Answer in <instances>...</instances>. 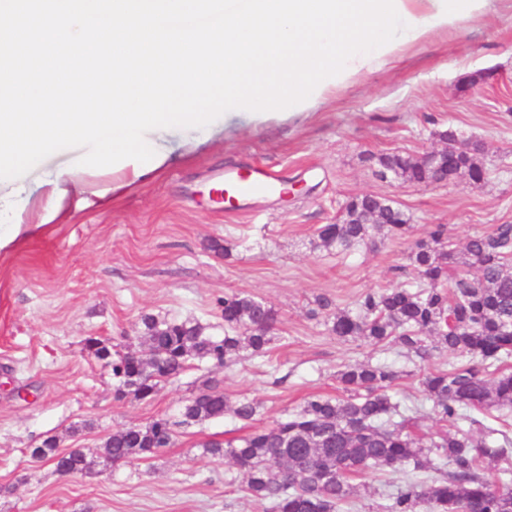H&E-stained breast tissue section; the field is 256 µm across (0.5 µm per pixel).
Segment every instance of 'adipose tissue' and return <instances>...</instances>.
<instances>
[{"label": "adipose tissue", "instance_id": "obj_1", "mask_svg": "<svg viewBox=\"0 0 512 512\" xmlns=\"http://www.w3.org/2000/svg\"><path fill=\"white\" fill-rule=\"evenodd\" d=\"M487 0H402L406 12L416 19H428L430 27L411 32V41L425 38L430 28L445 29L478 17ZM155 171L136 175L133 165L104 175L74 172L41 182L37 190L22 199L0 193V217L7 227L0 231V253L11 251L20 241L35 235L48 224H63L72 206L86 207L96 201L118 197L152 181Z\"/></svg>", "mask_w": 512, "mask_h": 512}]
</instances>
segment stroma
Here are the masks:
<instances>
[{
    "instance_id": "stroma-1",
    "label": "stroma",
    "mask_w": 512,
    "mask_h": 512,
    "mask_svg": "<svg viewBox=\"0 0 512 512\" xmlns=\"http://www.w3.org/2000/svg\"><path fill=\"white\" fill-rule=\"evenodd\" d=\"M481 72L487 80L470 86ZM232 122L243 135L0 254V512H259L242 474L205 455L202 442H234L312 397L341 396L336 374L348 364H392L393 389L413 407L426 402L423 374L455 363L445 351L419 363L391 342L338 338L314 306L321 296L353 312L366 293L412 282L408 256L431 225H446L458 250L512 224V0L403 46L399 61L337 88L310 118L262 129L241 114ZM450 127L484 142L482 187L381 175V156L440 148L435 133ZM261 167L291 192L231 204L217 192L225 174ZM366 193L393 200L409 235L345 253L318 248V228ZM228 293L274 309L266 353L241 351L225 367L191 362L152 399L118 395L111 366L86 347L94 337L111 352L147 355L135 331L145 314L223 335ZM209 381L229 400L257 399L254 420L228 414L180 426L169 447L90 474L60 476L28 453L54 437L60 451L101 457L113 432L178 415Z\"/></svg>"
}]
</instances>
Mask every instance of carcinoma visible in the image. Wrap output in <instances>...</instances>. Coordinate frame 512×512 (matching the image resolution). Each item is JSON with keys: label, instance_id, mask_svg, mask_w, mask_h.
<instances>
[{"label": "carcinoma", "instance_id": "carcinoma-1", "mask_svg": "<svg viewBox=\"0 0 512 512\" xmlns=\"http://www.w3.org/2000/svg\"><path fill=\"white\" fill-rule=\"evenodd\" d=\"M383 172L400 178L411 166L402 154L380 158ZM349 223L324 224L318 247L347 252L375 236L403 237L411 228L389 199L351 198ZM377 210L382 224H362L358 215ZM416 284L369 292L352 314L330 317L339 338L372 345L390 340L406 357L429 360L443 350L458 357L449 369L430 371L422 386L438 421L465 420L470 430L418 436L415 410L395 398L397 372L386 363H355L338 372L343 396L313 397L281 420L238 440L200 444L214 458H230L242 473L245 490L262 512H351L352 480L369 472H399L410 466L430 473L410 478L380 505L384 512H512V436L476 417L489 409L512 412V224L475 235L457 252L437 224L415 242L409 254ZM224 336L209 335L199 324L140 318V339L149 357L133 352L112 358L117 392L139 400L153 398L160 383L179 376L189 361L227 365L242 350L262 355L272 341L276 314L262 299L224 295ZM453 310L456 326L445 318ZM259 403L241 397L231 403L216 384H207L180 410V420L159 417L112 434L106 446L112 463L145 457L173 442L174 426L222 418L231 413L251 421ZM41 458L62 472H87L94 460L79 450L61 453L56 440L37 447Z\"/></svg>", "mask_w": 512, "mask_h": 512}]
</instances>
